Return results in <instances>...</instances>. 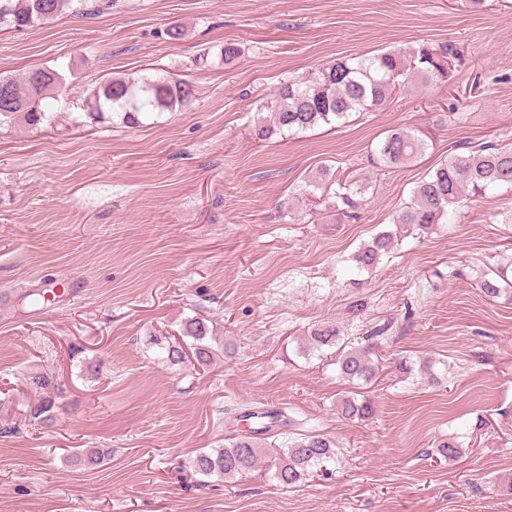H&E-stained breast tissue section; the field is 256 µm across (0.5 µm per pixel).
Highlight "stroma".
<instances>
[{"mask_svg":"<svg viewBox=\"0 0 512 512\" xmlns=\"http://www.w3.org/2000/svg\"><path fill=\"white\" fill-rule=\"evenodd\" d=\"M175 25L182 39L166 36ZM229 41L243 53L227 65ZM423 41L460 55L451 85H416L345 123L254 135L257 101L280 81ZM37 67L64 76L55 118L0 127V430L12 429L0 433V512H512V297L479 287L512 261V224L490 218L512 213V189L404 238L372 273L349 261L437 162L512 147V0H116L96 16L0 26V75ZM159 76L195 98L137 126L86 122L103 80ZM395 127L430 133L427 151L372 167ZM324 165L366 183L357 219L302 196ZM52 280L60 295L31 304ZM189 316L208 320L227 356L158 362L151 338L179 335ZM323 321L348 347H372L379 370L360 389L372 418H342L349 386L335 366L297 356ZM39 370L62 392L45 428L27 418ZM253 407L287 409L336 442L340 463L292 489L260 468L201 483L189 460ZM448 438L463 448L447 461ZM85 448L112 458L85 471L72 462Z\"/></svg>","mask_w":512,"mask_h":512,"instance_id":"35a3bbf8","label":"stroma"}]
</instances>
